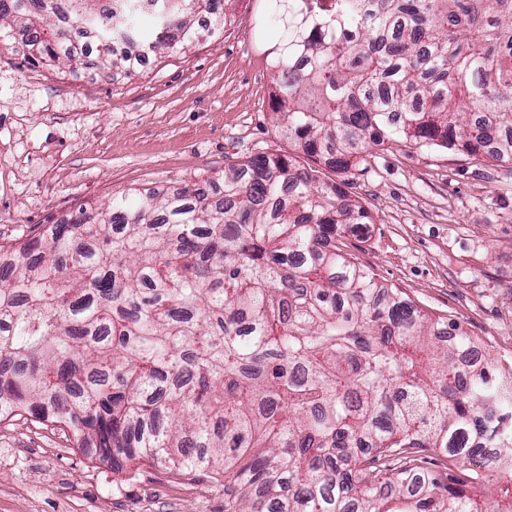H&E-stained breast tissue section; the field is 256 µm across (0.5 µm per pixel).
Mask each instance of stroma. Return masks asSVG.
Instances as JSON below:
<instances>
[{"mask_svg": "<svg viewBox=\"0 0 512 512\" xmlns=\"http://www.w3.org/2000/svg\"><path fill=\"white\" fill-rule=\"evenodd\" d=\"M234 0L223 35L130 76L33 66L0 42V244L142 188L177 187L260 153L311 161L271 121L280 29ZM343 183L368 211L348 251L424 312L512 367V164L436 147H372ZM0 512H224L211 478L113 472L50 424H0Z\"/></svg>", "mask_w": 512, "mask_h": 512, "instance_id": "1", "label": "stroma"}]
</instances>
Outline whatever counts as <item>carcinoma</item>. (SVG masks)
I'll list each match as a JSON object with an SVG mask.
<instances>
[{
  "instance_id": "carcinoma-1",
  "label": "carcinoma",
  "mask_w": 512,
  "mask_h": 512,
  "mask_svg": "<svg viewBox=\"0 0 512 512\" xmlns=\"http://www.w3.org/2000/svg\"><path fill=\"white\" fill-rule=\"evenodd\" d=\"M0 0V41L32 65L133 70L139 0ZM153 53L224 32L234 0H154ZM285 36L274 114L338 173L368 145L512 164V0H335ZM45 224L0 259V423L50 422L112 472L224 479V512H512V370L345 251L371 223L279 153ZM498 449L495 474L476 468ZM469 463L439 473L432 455Z\"/></svg>"
}]
</instances>
